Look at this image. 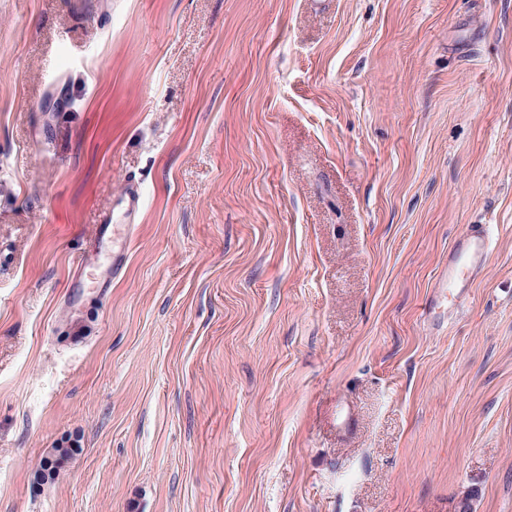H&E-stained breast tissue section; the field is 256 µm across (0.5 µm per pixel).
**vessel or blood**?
I'll list each match as a JSON object with an SVG mask.
<instances>
[{
	"label": "vessel or blood",
	"mask_w": 512,
	"mask_h": 512,
	"mask_svg": "<svg viewBox=\"0 0 512 512\" xmlns=\"http://www.w3.org/2000/svg\"><path fill=\"white\" fill-rule=\"evenodd\" d=\"M489 254L485 225H468L449 251L447 265L432 284L431 310H439L448 302L457 304L465 300L474 282L484 273Z\"/></svg>",
	"instance_id": "vessel-or-blood-1"
}]
</instances>
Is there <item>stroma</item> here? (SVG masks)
<instances>
[{
  "label": "stroma",
  "instance_id": "1",
  "mask_svg": "<svg viewBox=\"0 0 512 512\" xmlns=\"http://www.w3.org/2000/svg\"><path fill=\"white\" fill-rule=\"evenodd\" d=\"M471 224L487 267L430 325ZM473 487L512 512V0H0V512ZM75 448H51L46 455L42 458L36 472V479L37 482H42L44 477L48 475L49 473H52L56 477L59 475V473L54 470V468H57L60 470L62 464L68 460L74 453ZM50 459L53 467H51V463L44 460Z\"/></svg>",
  "mask_w": 512,
  "mask_h": 512
}]
</instances>
